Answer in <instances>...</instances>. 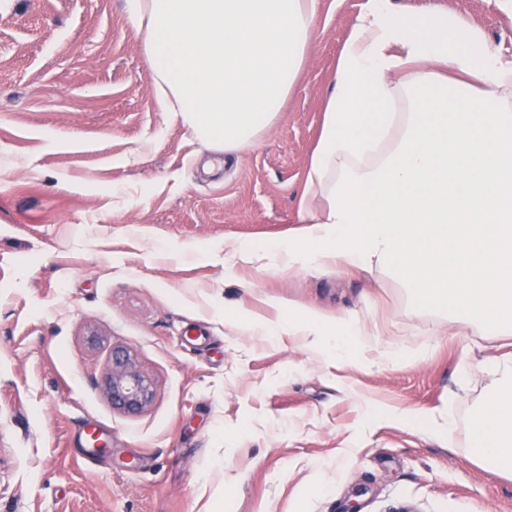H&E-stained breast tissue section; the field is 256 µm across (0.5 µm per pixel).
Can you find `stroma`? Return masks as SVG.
<instances>
[{
  "label": "stroma",
  "mask_w": 512,
  "mask_h": 512,
  "mask_svg": "<svg viewBox=\"0 0 512 512\" xmlns=\"http://www.w3.org/2000/svg\"><path fill=\"white\" fill-rule=\"evenodd\" d=\"M466 18L512 59L492 0H394ZM367 0H319L275 125L227 154L156 92L123 0H0V512H512L469 420L504 340L413 303L388 273H270L225 244L287 238L336 59ZM348 313L398 342L344 363L256 318ZM127 348L152 404L113 410ZM372 400L408 420L370 425ZM453 407L450 436L424 414Z\"/></svg>",
  "instance_id": "35a3bbf8"
}]
</instances>
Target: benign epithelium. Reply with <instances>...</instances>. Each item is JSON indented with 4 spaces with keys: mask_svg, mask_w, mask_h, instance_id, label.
<instances>
[{
    "mask_svg": "<svg viewBox=\"0 0 512 512\" xmlns=\"http://www.w3.org/2000/svg\"><path fill=\"white\" fill-rule=\"evenodd\" d=\"M104 389L112 408L128 415L145 411L155 397L153 381L139 371L130 351L123 347L112 348Z\"/></svg>",
    "mask_w": 512,
    "mask_h": 512,
    "instance_id": "obj_1",
    "label": "benign epithelium"
}]
</instances>
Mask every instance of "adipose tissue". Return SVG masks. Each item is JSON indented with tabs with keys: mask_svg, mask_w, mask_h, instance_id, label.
<instances>
[{
	"mask_svg": "<svg viewBox=\"0 0 512 512\" xmlns=\"http://www.w3.org/2000/svg\"><path fill=\"white\" fill-rule=\"evenodd\" d=\"M158 93L195 137L235 152L277 121L307 60L317 0H126ZM288 240L238 242L263 269L391 274L449 322L512 335V62L464 18L368 0L336 61ZM345 360L377 337L360 320L254 321ZM470 422L480 463L512 478V356Z\"/></svg>",
	"mask_w": 512,
	"mask_h": 512,
	"instance_id": "1",
	"label": "adipose tissue"
}]
</instances>
